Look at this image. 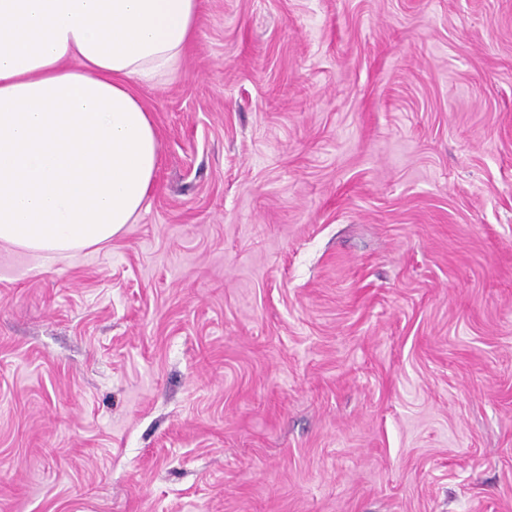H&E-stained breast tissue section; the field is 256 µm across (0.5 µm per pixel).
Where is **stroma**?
<instances>
[{"label": "stroma", "mask_w": 512, "mask_h": 512, "mask_svg": "<svg viewBox=\"0 0 512 512\" xmlns=\"http://www.w3.org/2000/svg\"><path fill=\"white\" fill-rule=\"evenodd\" d=\"M112 241L0 247V512H512V0H202Z\"/></svg>", "instance_id": "35a3bbf8"}]
</instances>
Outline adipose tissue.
I'll return each mask as SVG.
<instances>
[{"label":"adipose tissue","mask_w":512,"mask_h":512,"mask_svg":"<svg viewBox=\"0 0 512 512\" xmlns=\"http://www.w3.org/2000/svg\"><path fill=\"white\" fill-rule=\"evenodd\" d=\"M200 0H0V244L76 252L133 223L159 155L137 85L175 73Z\"/></svg>","instance_id":"1"}]
</instances>
